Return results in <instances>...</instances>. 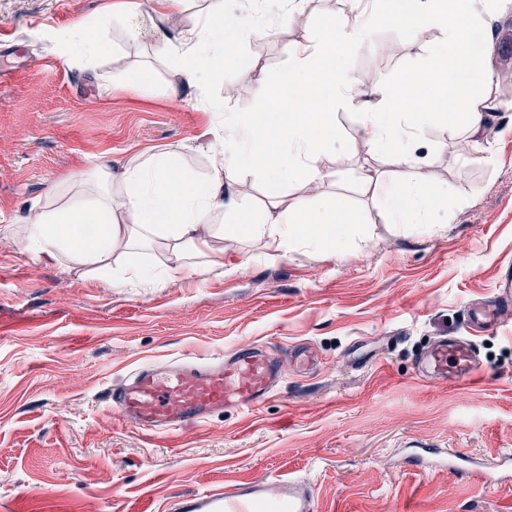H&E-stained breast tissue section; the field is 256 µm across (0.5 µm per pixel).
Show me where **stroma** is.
Segmentation results:
<instances>
[{
	"label": "stroma",
	"mask_w": 512,
	"mask_h": 512,
	"mask_svg": "<svg viewBox=\"0 0 512 512\" xmlns=\"http://www.w3.org/2000/svg\"><path fill=\"white\" fill-rule=\"evenodd\" d=\"M110 0H0V504L22 512H128L163 507L225 476L291 472L315 485L322 512H512V483L444 468L418 472L412 448H463L481 459L512 453V320L470 333L467 305L494 297L512 269V85L495 86L476 161L456 150L461 120L415 123L434 151L431 181L450 189L430 230L388 223L385 196L358 180L369 165L395 181L419 170L370 156L356 118L340 108L342 137L328 156L326 198L365 216L343 256L300 247L278 258L265 241H215L223 268L158 288L113 285L36 259L10 235L34 200L55 199L61 179L120 169L132 155L189 147L182 165L202 176L205 132L223 114L255 118V79L277 82L289 48L356 0H308L301 26H283L284 0H226L251 16L219 75L185 85L153 40L112 42L81 56L82 28ZM391 23L346 59L364 89L420 67L440 45ZM149 73L152 81L140 80ZM471 336L483 373L459 390L416 378L438 338ZM264 344L284 360L277 392L260 411L215 412L204 430L144 438L119 423L106 391L142 364L185 352ZM318 363L295 372L290 349Z\"/></svg>",
	"instance_id": "obj_1"
}]
</instances>
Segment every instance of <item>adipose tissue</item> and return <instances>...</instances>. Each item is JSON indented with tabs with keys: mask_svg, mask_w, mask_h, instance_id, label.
Segmentation results:
<instances>
[{
	"mask_svg": "<svg viewBox=\"0 0 512 512\" xmlns=\"http://www.w3.org/2000/svg\"><path fill=\"white\" fill-rule=\"evenodd\" d=\"M504 0H369L363 7L335 16L327 25L291 48L292 65L278 82L257 78L262 109L259 120L240 123L233 115L224 124L231 137L215 135L209 167L203 177L188 174L180 160L184 145L161 152H140L119 174L94 171L90 192L73 193L57 206L36 203L25 221L23 243L36 257L66 259L91 277L109 276L113 284L126 276L144 285L178 282L199 270L221 264L212 241L265 240L280 256L299 246L323 245L341 252L351 218L342 207L320 196L330 176L327 155L341 132L336 111L355 110L359 134L368 153L385 155L397 164H421V135L412 119L437 110L465 120V135L475 144L483 136L487 113L499 101L490 96L496 71L492 55L494 20L502 16ZM121 14L130 39L155 38L160 52L181 66L186 83L214 73V63L232 53L248 18L228 17L224 0H210L205 24L177 37L159 36L157 24H146L138 5L107 7L91 25L86 57H93L112 35V16ZM404 23L412 39L431 31L443 36L442 46L421 67L420 76H405L364 91L345 67V58L361 47L379 24ZM482 32L485 48L470 53L474 32ZM221 40H214V33ZM447 81L455 92L445 102L428 94L429 85ZM259 168L273 191L266 202L245 206L233 190L242 172ZM298 180L307 188L292 201L282 200L276 186ZM440 188L424 182L391 184L387 218L396 224H424L426 209L442 205ZM165 251L167 259L148 267L145 252Z\"/></svg>",
	"mask_w": 512,
	"mask_h": 512,
	"instance_id": "ef3b65f1",
	"label": "adipose tissue"
}]
</instances>
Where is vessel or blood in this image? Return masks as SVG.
<instances>
[{
    "label": "vessel or blood",
    "instance_id": "1",
    "mask_svg": "<svg viewBox=\"0 0 512 512\" xmlns=\"http://www.w3.org/2000/svg\"><path fill=\"white\" fill-rule=\"evenodd\" d=\"M474 326L497 328L512 317V290L500 289L491 306H470ZM422 380L451 385L472 382L481 365L472 345L452 337L436 341L418 361ZM283 377L281 361L258 346L248 345L228 354L188 356L157 367L142 366L109 391V403L118 419L140 432L180 430L207 422L213 411L231 408L242 413L258 409L277 389ZM175 512H319L312 484L291 473L262 480L237 479L203 488L176 500Z\"/></svg>",
    "mask_w": 512,
    "mask_h": 512
}]
</instances>
